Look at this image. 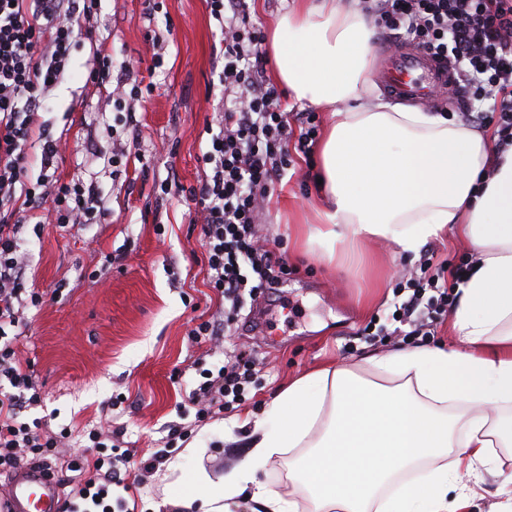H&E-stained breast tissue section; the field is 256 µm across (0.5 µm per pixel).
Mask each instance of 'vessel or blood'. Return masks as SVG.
I'll return each mask as SVG.
<instances>
[{
	"mask_svg": "<svg viewBox=\"0 0 512 512\" xmlns=\"http://www.w3.org/2000/svg\"><path fill=\"white\" fill-rule=\"evenodd\" d=\"M377 80L391 96L439 104L452 79L451 73L431 54L403 45L383 49ZM60 486L48 482L41 468L27 467L12 473L8 499L13 512H57Z\"/></svg>",
	"mask_w": 512,
	"mask_h": 512,
	"instance_id": "obj_1",
	"label": "vessel or blood"
}]
</instances>
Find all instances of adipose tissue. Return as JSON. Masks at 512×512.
Returning a JSON list of instances; mask_svg holds the SVG:
<instances>
[{
  "instance_id": "1",
  "label": "adipose tissue",
  "mask_w": 512,
  "mask_h": 512,
  "mask_svg": "<svg viewBox=\"0 0 512 512\" xmlns=\"http://www.w3.org/2000/svg\"><path fill=\"white\" fill-rule=\"evenodd\" d=\"M373 36L356 0H303L273 29L275 77L332 110L319 143L327 206L297 243L332 266L347 240L413 253L464 237L478 261L459 285L454 341L371 356V380L330 367L294 379L266 417H244L246 458L216 480L193 473L179 505L237 512L245 494L252 512H300L305 500L313 512H468V493L448 494L453 478L512 447V147L496 154L463 122L371 94ZM283 454L288 495L257 476Z\"/></svg>"
}]
</instances>
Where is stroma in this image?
I'll list each match as a JSON object with an SVG mask.
<instances>
[{"instance_id": "1", "label": "stroma", "mask_w": 512, "mask_h": 512, "mask_svg": "<svg viewBox=\"0 0 512 512\" xmlns=\"http://www.w3.org/2000/svg\"><path fill=\"white\" fill-rule=\"evenodd\" d=\"M91 26V40L72 51L38 121L62 141L55 180L94 184L114 220L63 226L51 216L23 230L29 285L44 303L24 308L16 342L41 395L22 416L41 419L53 433L86 431L110 416L112 459L127 469L125 485L112 488L114 512H173L169 498L195 470L215 479L245 458L243 416L264 417L294 378L412 346L391 314L396 272L415 267L420 256L374 240L345 248L336 272L318 258H299L295 227L316 223L320 189L304 181L307 164L297 159L259 226L263 239L282 242L293 274L247 299L226 335L192 336L201 322L225 325L224 300L207 284L202 228L191 223L181 193L201 179L206 128L219 119L222 35L205 0H162L154 13L145 0H101ZM95 43L110 54L113 72L131 65L155 86L150 97L126 102L139 137L127 145V167L116 172L107 159L122 112L107 90L86 82ZM164 181L173 185L166 196ZM244 347L258 357L244 402L198 415L192 391ZM191 445L201 455L187 454ZM176 458L181 471L168 470ZM511 475L512 451L504 448L493 463L461 472L472 512H501L500 487Z\"/></svg>"}]
</instances>
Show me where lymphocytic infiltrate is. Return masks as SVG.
Returning <instances> with one entry per match:
<instances>
[{"label": "lymphocytic infiltrate", "mask_w": 512, "mask_h": 512, "mask_svg": "<svg viewBox=\"0 0 512 512\" xmlns=\"http://www.w3.org/2000/svg\"><path fill=\"white\" fill-rule=\"evenodd\" d=\"M223 36L224 87L218 133L199 157L202 179L186 190L193 223L203 230L209 286L224 299L226 321L237 319L246 297L277 287L292 272L279 247L259 236L270 196L293 163L307 153L317 131L314 111L286 115L282 94L264 76L267 54L262 25L246 0H206ZM101 0H0V474L25 463L50 465L60 455L56 437L20 421L24 404L40 399L30 374L15 360L8 328L18 327L26 264L21 229L37 214L60 224H105L111 212L95 186L51 184L48 171L60 141L40 129L38 114L63 77L82 28ZM386 45L403 39L432 54L455 76L449 99L464 98L462 122L491 133L498 151L512 146V0H360ZM88 83L111 85L113 97H141L152 85H128L112 75V62L96 50ZM38 144L39 163L27 149ZM464 267L446 270L421 257L401 288L399 323L417 337L430 335L448 314V282L463 280ZM253 355L241 352L197 390L208 407L239 399L249 382ZM87 454L70 457L66 485L71 497L95 512H112V429L88 433Z\"/></svg>", "instance_id": "f902f5d3"}]
</instances>
